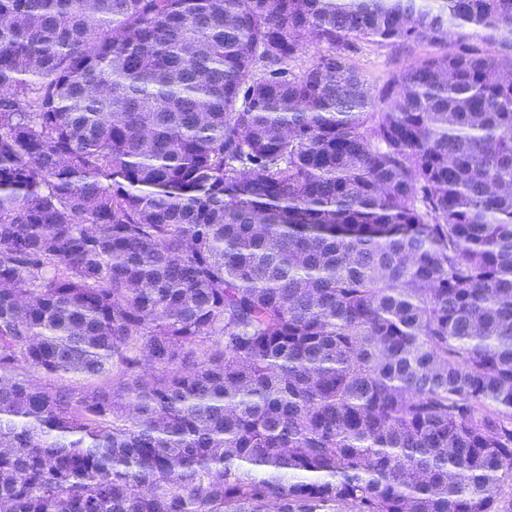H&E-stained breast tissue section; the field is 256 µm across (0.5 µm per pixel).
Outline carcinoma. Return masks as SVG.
Segmentation results:
<instances>
[{
	"instance_id": "carcinoma-1",
	"label": "carcinoma",
	"mask_w": 512,
	"mask_h": 512,
	"mask_svg": "<svg viewBox=\"0 0 512 512\" xmlns=\"http://www.w3.org/2000/svg\"><path fill=\"white\" fill-rule=\"evenodd\" d=\"M508 481L512 0H0V509ZM356 46V51L350 54V63L364 76L373 91L392 71L402 69L436 52L434 47L425 42H417L406 48H394L361 40Z\"/></svg>"
}]
</instances>
